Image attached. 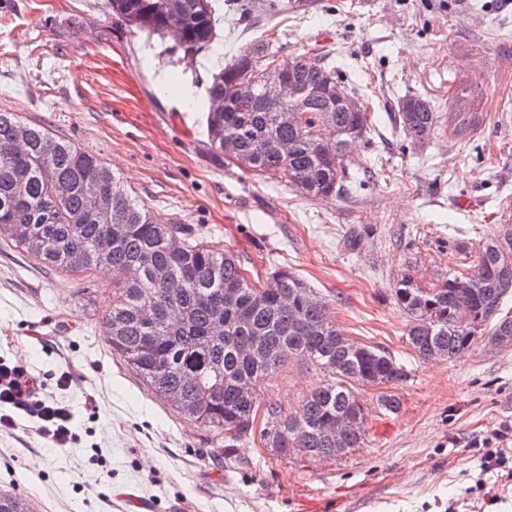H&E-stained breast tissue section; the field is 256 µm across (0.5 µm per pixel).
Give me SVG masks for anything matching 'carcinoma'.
<instances>
[{"mask_svg": "<svg viewBox=\"0 0 512 512\" xmlns=\"http://www.w3.org/2000/svg\"><path fill=\"white\" fill-rule=\"evenodd\" d=\"M108 0L109 14L125 25L165 39L168 29H181L184 43L166 46L177 61L207 50L216 37L214 17L224 8L249 20L235 0ZM256 8L271 18L288 11L284 0H258ZM272 38L246 47L207 86L206 125L214 154L224 157V140L233 143L236 163L261 174H280L310 198L339 193L351 158L344 143L362 139L370 129L366 112L333 110L322 93L336 84V67L326 63L331 51L313 58L271 51ZM248 62L254 71L280 62L306 92L288 104L301 110L294 127L276 120L272 106L259 97L238 99L233 87ZM471 87L458 84L450 97L448 122L452 134L465 135L478 126L479 113L454 108L470 102ZM395 123L411 140L421 142L434 129L437 112L430 102L407 95L398 104ZM256 138L267 144L253 153ZM288 153L279 150L283 141ZM102 161L71 141L54 137L44 126L16 112L0 110V224H28L32 237L12 239L39 262L70 273L98 267L112 270V308L103 316L112 350L132 365L152 391L169 403L171 395L196 404L191 418L224 435L231 450L244 439L259 438L279 448L268 428L290 427L299 420L306 431L288 430L285 456L317 460L344 456L367 443L363 398L358 385L383 386L378 401L387 412L401 408L399 388L410 377L406 366L390 353L345 336L333 321L327 303L292 272L278 268L263 283L246 275L235 254L203 241L184 224H159L148 207L134 199L122 180L112 176L98 199L108 221L91 218L92 201L83 192ZM170 271L168 283L153 278V269ZM235 305L224 304V293ZM512 297V224L501 225L498 238L484 243L463 271L451 269L448 279L424 291L404 278L394 299L411 322L408 344L429 360L454 359L468 350L476 328L495 321L491 340L512 343V315L499 316ZM265 339L269 361L244 359L241 347L253 337ZM288 356L320 369L326 376L309 390L298 409L288 414L267 400L265 425L249 426L264 382L280 371ZM342 420L330 438L326 428ZM0 512H30L28 503L0 492Z\"/></svg>", "mask_w": 512, "mask_h": 512, "instance_id": "obj_1", "label": "carcinoma"}]
</instances>
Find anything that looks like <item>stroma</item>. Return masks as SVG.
Returning a JSON list of instances; mask_svg holds the SVG:
<instances>
[{
    "instance_id": "35a3bbf8",
    "label": "stroma",
    "mask_w": 512,
    "mask_h": 512,
    "mask_svg": "<svg viewBox=\"0 0 512 512\" xmlns=\"http://www.w3.org/2000/svg\"><path fill=\"white\" fill-rule=\"evenodd\" d=\"M105 3L0 5V109L100 157L156 220L233 251L248 278L288 268L345 336L389 351L410 378L395 414L363 390L368 443L345 456L297 460L250 442L225 453L216 431L113 352L109 271L71 275L0 241V357L21 359L74 411L79 437L61 451L28 430L0 434V492L33 512H126L129 493L146 512H512V480L485 463L498 433L512 434V346L480 334L458 358L420 359L393 297L405 276L441 284L458 245L477 252L512 217V0H290L266 29L223 22L207 53L175 68L158 37ZM72 15L79 30L64 23ZM268 35L287 55L335 50L342 91L369 97L352 190L311 199L216 159L205 126L213 67ZM461 82L483 116L463 139L448 130ZM407 95L438 113L424 141L390 118ZM324 379L293 361L261 395L290 412Z\"/></svg>"
}]
</instances>
